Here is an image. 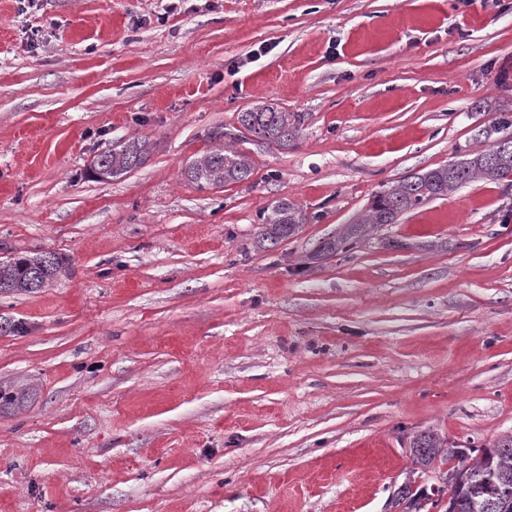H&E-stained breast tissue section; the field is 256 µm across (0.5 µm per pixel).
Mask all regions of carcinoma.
<instances>
[{"label": "carcinoma", "instance_id": "obj_1", "mask_svg": "<svg viewBox=\"0 0 512 512\" xmlns=\"http://www.w3.org/2000/svg\"><path fill=\"white\" fill-rule=\"evenodd\" d=\"M238 122L263 143L288 148L301 124V115L264 102L239 113ZM147 142L133 138L120 148L97 157L93 168L103 178L117 177L142 166L148 158ZM252 166L244 155L216 149L194 159L186 169L189 180L198 186H220L250 178ZM494 182L512 177V134L496 139L482 153L422 173H413L398 184L374 194L362 216L344 225L341 233L319 243L309 259L320 260L367 239L387 224H395L405 212L463 186L474 178ZM306 215L293 202L279 199L263 218L256 232L260 247H274L298 233ZM0 294L32 293L53 281L62 271L64 259L54 252L35 256L16 255L0 245ZM28 385L0 386V410H19L33 397ZM412 462L423 472L435 465L465 469L464 478L454 484L439 477L431 493L405 485L398 492L403 512H422L448 499L453 512H512V435L500 438L492 447L470 458L465 449L449 442L433 430L422 431L410 441Z\"/></svg>", "mask_w": 512, "mask_h": 512}]
</instances>
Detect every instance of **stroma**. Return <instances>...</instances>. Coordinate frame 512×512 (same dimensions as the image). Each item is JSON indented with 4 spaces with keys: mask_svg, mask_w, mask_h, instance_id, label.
<instances>
[{
    "mask_svg": "<svg viewBox=\"0 0 512 512\" xmlns=\"http://www.w3.org/2000/svg\"><path fill=\"white\" fill-rule=\"evenodd\" d=\"M260 101L288 148L239 124ZM504 113L512 0H0V242L68 263L0 294V384L37 388L0 412V512H399L435 482L414 435L512 434V186L307 259ZM219 147L251 177L191 182ZM283 197L306 223L255 248ZM238 122L263 143L285 149L299 130L301 116L299 113L259 102L249 110L239 112ZM148 154L147 142L133 138L119 149H113L98 156L93 168L101 176L99 178L117 177L141 167L147 160Z\"/></svg>",
    "mask_w": 512,
    "mask_h": 512,
    "instance_id": "1",
    "label": "stroma"
}]
</instances>
